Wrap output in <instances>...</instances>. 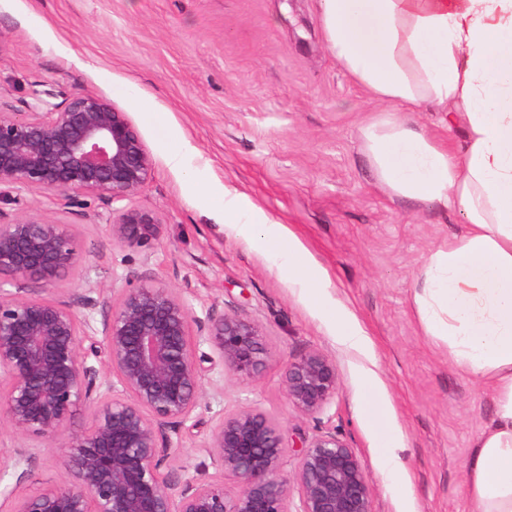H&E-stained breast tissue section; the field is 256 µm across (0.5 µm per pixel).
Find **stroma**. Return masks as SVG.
<instances>
[{
  "mask_svg": "<svg viewBox=\"0 0 512 512\" xmlns=\"http://www.w3.org/2000/svg\"><path fill=\"white\" fill-rule=\"evenodd\" d=\"M39 84L127 112L152 160L133 203L163 222L146 256L113 247L108 200L88 196L71 208L55 193H27L33 210L70 225L87 256L56 297L92 282L120 287L144 272L174 287L194 316L236 314L262 332L263 372L247 378L216 366L192 418L169 429L174 479L216 478L205 449L216 413L256 407L282 427L286 475L299 447L330 430L361 458L375 512H465L464 465L492 401L453 366L445 343L424 334L414 304L426 257L462 221L391 200L378 184L360 127L379 105L322 47L316 0H0V103L20 110ZM228 192L297 235L367 337L365 350L339 342L335 323L288 280L280 258L225 226ZM311 351L335 363L339 380L321 420L285 396L286 364ZM369 376L401 439L392 464L364 413ZM20 451L30 458L24 471L14 465ZM68 481L60 451L0 432V512Z\"/></svg>",
  "mask_w": 512,
  "mask_h": 512,
  "instance_id": "35a3bbf8",
  "label": "stroma"
}]
</instances>
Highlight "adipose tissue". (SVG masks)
Listing matches in <instances>:
<instances>
[{"label": "adipose tissue", "instance_id": "ef3b65f1", "mask_svg": "<svg viewBox=\"0 0 512 512\" xmlns=\"http://www.w3.org/2000/svg\"><path fill=\"white\" fill-rule=\"evenodd\" d=\"M317 20L325 50L382 106L361 128L379 184L463 221L427 256L414 303L425 335L447 343L451 363L492 397L465 464L467 512H512V0H317ZM425 111L462 132L460 145L408 118ZM224 222L281 257L340 326V342L364 348L292 232L249 219L235 197Z\"/></svg>", "mask_w": 512, "mask_h": 512}]
</instances>
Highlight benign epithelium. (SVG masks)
<instances>
[{
    "label": "benign epithelium",
    "mask_w": 512,
    "mask_h": 512,
    "mask_svg": "<svg viewBox=\"0 0 512 512\" xmlns=\"http://www.w3.org/2000/svg\"><path fill=\"white\" fill-rule=\"evenodd\" d=\"M57 97L48 88L34 92L23 112L0 107V187L55 192L71 206L105 196L117 204L108 222L112 247L150 248L160 214L131 204L151 172L139 132L103 97ZM13 202V217L0 212V276H8L0 279V429L61 449L69 476L68 486H43L13 512H375L354 449L321 432L303 447L290 478L282 470V430L257 408L216 414L206 448L219 477L175 484L167 431L200 404L204 364L220 361L242 376L258 375L267 363L261 331L238 315L211 311L198 319L174 288L128 277L101 329L103 367L118 386L101 390L82 344L95 333L93 317L80 311L96 300L49 296L83 264L75 235L26 199ZM17 281L40 288H7ZM201 345L212 355L197 354ZM284 386L298 412L321 415L338 392L336 364L310 351L288 362ZM81 409L91 411V423L73 431ZM227 480L235 492L226 491Z\"/></svg>",
    "instance_id": "obj_1"
}]
</instances>
